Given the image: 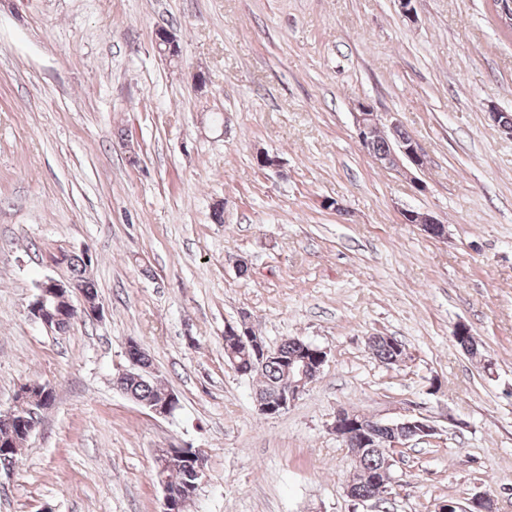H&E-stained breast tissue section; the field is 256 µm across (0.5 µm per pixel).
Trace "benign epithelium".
I'll return each mask as SVG.
<instances>
[{
  "instance_id": "obj_1",
  "label": "benign epithelium",
  "mask_w": 512,
  "mask_h": 512,
  "mask_svg": "<svg viewBox=\"0 0 512 512\" xmlns=\"http://www.w3.org/2000/svg\"><path fill=\"white\" fill-rule=\"evenodd\" d=\"M156 50L168 63L180 60V47L174 33L159 27L154 36ZM379 117L367 103L358 106L355 113L357 139L369 153L375 163L398 173L412 176V170H420L424 166V154L415 139H401L397 150L387 155L375 154L372 149L371 137L378 128ZM402 222L420 224L428 229L439 224L434 216L416 210L403 212ZM38 291L29 302L30 317L40 322L47 329H60L69 320V310L74 308L73 297L80 298V312L92 322L103 318V307L100 302L86 297L79 280L66 277H47L37 285ZM224 332L235 334L239 347L246 353V359L252 369L263 366L267 361L279 356V348H271L262 336H253L239 332L235 325L224 326ZM327 360V350L310 342L302 344V354L286 366L287 384L273 397L255 396L256 407L260 414L276 416L291 406L320 377ZM156 375L152 363L148 359L132 360L129 369L113 379V385L121 392L125 391V380L130 377L151 378ZM41 386V382L33 380L19 386L14 396V406L9 411L0 412V428L11 431L22 425L25 439H30L38 427V419L25 418L18 421V412L25 409L31 391ZM179 404L173 391H168L159 402L143 403L141 407L158 417H168L174 413ZM382 428L386 432V441L391 448H400L403 443L414 438L426 439L437 432L436 426L427 418L409 417L398 421L382 422L372 417L339 410L330 425V430L347 447L351 459H356L361 451L372 443L373 433ZM156 478L163 491L161 506L165 512H179L181 503L186 498L197 495L205 474L206 456L198 449L187 454L179 448H157L154 451ZM190 460L191 478L182 485L168 483L165 472ZM495 499L488 493H478L466 502L461 503L450 499L438 506L437 512H495Z\"/></svg>"
}]
</instances>
